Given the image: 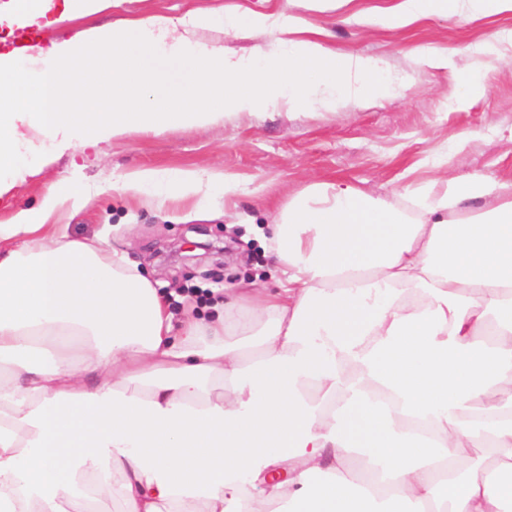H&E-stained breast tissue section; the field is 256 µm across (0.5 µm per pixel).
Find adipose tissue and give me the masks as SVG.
I'll return each mask as SVG.
<instances>
[{
	"mask_svg": "<svg viewBox=\"0 0 512 512\" xmlns=\"http://www.w3.org/2000/svg\"><path fill=\"white\" fill-rule=\"evenodd\" d=\"M283 0L195 40L208 13L93 26L0 49V199L56 153L242 113L326 112L405 90L383 60L341 54ZM112 0H0L40 29ZM512 15V0H395L364 23ZM189 59L187 82L150 58ZM214 176L151 168L113 194L205 199ZM0 224V512H512V178L455 174L394 199L344 181L289 196L269 227L278 287L233 285L174 325L169 297L103 238L50 218ZM195 38L208 44H221L227 51L236 52L238 55L248 56L258 48H265L267 36L259 31H253L248 37L236 39L224 35V28L218 25L199 30Z\"/></svg>",
	"mask_w": 512,
	"mask_h": 512,
	"instance_id": "ef3b65f1",
	"label": "adipose tissue"
}]
</instances>
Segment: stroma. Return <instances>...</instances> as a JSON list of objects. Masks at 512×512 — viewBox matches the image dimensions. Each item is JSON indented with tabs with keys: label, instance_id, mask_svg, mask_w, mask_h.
Instances as JSON below:
<instances>
[{
	"label": "stroma",
	"instance_id": "35a3bbf8",
	"mask_svg": "<svg viewBox=\"0 0 512 512\" xmlns=\"http://www.w3.org/2000/svg\"><path fill=\"white\" fill-rule=\"evenodd\" d=\"M282 0H112L97 16L39 30L47 41L76 29L118 24L152 14L180 17L192 10L236 6L272 14ZM306 19L343 53L385 60L388 79L409 81V89L360 105L347 102L333 112H257L203 125L114 138L42 165L20 182L9 201H0V222L21 208L36 206L44 191H92L84 207L63 204L52 218L74 238H106L129 262L144 268L158 287L174 294L210 289L221 299L225 286L275 287L281 276L266 252L261 231L289 195L317 180H347L376 196L433 174L459 134L470 135L453 164L461 174L512 177V49L483 69L479 85L453 70L418 65L411 50L441 45L456 51L476 45L496 30L512 28V16L489 15L471 23L445 17L405 28L368 26L346 12L310 13ZM458 89L469 103L445 106L442 93ZM140 168L205 171L231 176L237 186L225 196L216 186L210 207L188 201L165 204L113 196V181Z\"/></svg>",
	"mask_w": 512,
	"mask_h": 512
}]
</instances>
